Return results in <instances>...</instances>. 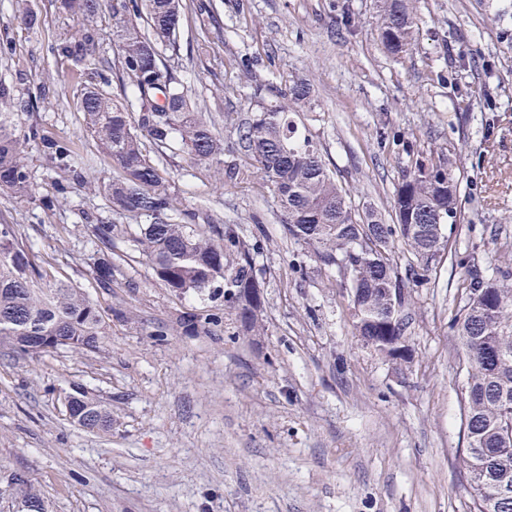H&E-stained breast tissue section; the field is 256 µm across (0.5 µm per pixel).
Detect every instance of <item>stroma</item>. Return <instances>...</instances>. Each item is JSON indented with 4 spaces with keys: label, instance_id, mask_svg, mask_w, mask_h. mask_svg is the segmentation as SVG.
<instances>
[{
    "label": "stroma",
    "instance_id": "stroma-1",
    "mask_svg": "<svg viewBox=\"0 0 512 512\" xmlns=\"http://www.w3.org/2000/svg\"><path fill=\"white\" fill-rule=\"evenodd\" d=\"M183 2L161 58L192 109L213 118L225 153L238 154L241 123L300 77L315 95L295 121L356 211L370 206L392 220L408 158L383 133L455 159L458 220L411 291L410 358L388 360L355 335L336 270L285 234L259 177L220 188L182 151L167 155L180 209L264 242L256 336L243 334L223 300L175 297L122 243L133 287L97 290L84 216L112 221L104 194L77 191L50 211L0 194V223L16 225L90 299L123 312L96 352L30 357L0 344V512L17 508V473L31 476L48 512H469L466 373L450 322L460 259L512 286V250L501 248L512 239V0H415L417 44L400 60L381 44L375 0ZM112 5L102 0L92 84L130 99L131 83L112 69ZM28 10L39 27L26 25ZM79 24L61 0H0V80L38 104L21 129L36 123L75 141L100 185L113 170L86 134L83 81L54 51ZM487 82L498 88L495 111L476 96L458 107V88ZM184 313L210 315L208 332L183 334ZM77 383L111 411V432L68 418L64 399Z\"/></svg>",
    "mask_w": 512,
    "mask_h": 512
}]
</instances>
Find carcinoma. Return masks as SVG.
I'll use <instances>...</instances> for the list:
<instances>
[{
    "label": "carcinoma",
    "instance_id": "1",
    "mask_svg": "<svg viewBox=\"0 0 512 512\" xmlns=\"http://www.w3.org/2000/svg\"><path fill=\"white\" fill-rule=\"evenodd\" d=\"M381 42L402 59L416 45L418 21L413 0H378ZM81 18L80 27L56 52L76 71L95 75L101 63L96 26L101 0H65ZM180 0H123L112 10V43L118 49L116 74L130 80L135 101L123 103L94 87L82 94L85 124L115 170L103 191L112 213L145 218L130 225L89 223L96 288L112 295L116 242L128 245L174 295L208 292L224 298L245 333L262 329V293L255 257L261 240L247 244L231 224L210 226L205 234L175 221L176 200L166 188L163 158L178 142L197 164H206L226 182L259 174L276 195L289 237L311 247L323 265L336 268L344 284L356 335L378 354L405 361L409 324L408 284L426 280L429 265L447 246L444 226L457 221L459 186L450 159L402 145L410 166L395 189V223L386 224L369 209L357 217L346 189L330 175L313 139L302 136L293 114L312 100L311 84H288L283 102L262 108L239 128L241 156L224 157V138L203 112L193 111L184 92L172 86L160 47L173 43L180 24ZM14 88L0 82V191L17 198L35 196L27 165L28 145L35 143L46 163L67 178L55 192L39 198L50 210L75 190L92 189L89 163L70 140L47 135L38 125L16 133ZM412 254L405 275L398 272L394 238ZM453 326L463 345L466 381L463 426L465 462L470 474V512H512V288L468 264ZM98 304L83 289L60 277L51 262L39 258L15 225L0 224V342L39 357L60 347L93 352L107 336ZM75 423L89 431L112 429V414L73 385ZM23 497L43 501L33 480L14 476Z\"/></svg>",
    "mask_w": 512,
    "mask_h": 512
}]
</instances>
